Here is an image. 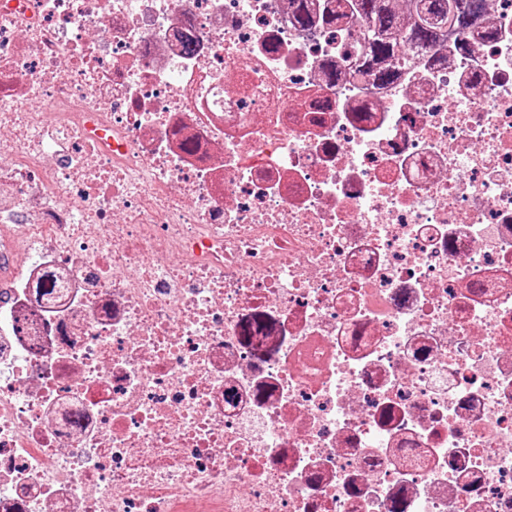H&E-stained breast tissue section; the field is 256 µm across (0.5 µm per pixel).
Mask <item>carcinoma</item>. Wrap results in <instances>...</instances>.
Segmentation results:
<instances>
[{
	"mask_svg": "<svg viewBox=\"0 0 512 512\" xmlns=\"http://www.w3.org/2000/svg\"><path fill=\"white\" fill-rule=\"evenodd\" d=\"M485 0H413V18L402 24L394 0H336V9H326L325 20L340 21L353 15L361 22L358 40L361 70L382 83L391 80L411 60L407 46L435 43L437 36L454 29L463 33L483 13Z\"/></svg>",
	"mask_w": 512,
	"mask_h": 512,
	"instance_id": "1",
	"label": "carcinoma"
}]
</instances>
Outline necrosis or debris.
<instances>
[{"label":"necrosis or debris","instance_id":"necrosis-or-debris-1","mask_svg":"<svg viewBox=\"0 0 512 512\" xmlns=\"http://www.w3.org/2000/svg\"><path fill=\"white\" fill-rule=\"evenodd\" d=\"M327 2L0 0V512H512V0ZM347 2L345 5L340 2ZM395 0H336L335 10L327 7L325 21L336 23L351 14L361 22L358 40L360 69L381 83L411 63L406 46L423 47L437 36L455 29H470L483 13L485 0H413V18L403 25L395 11ZM462 14V16H461Z\"/></svg>","mask_w":512,"mask_h":512}]
</instances>
